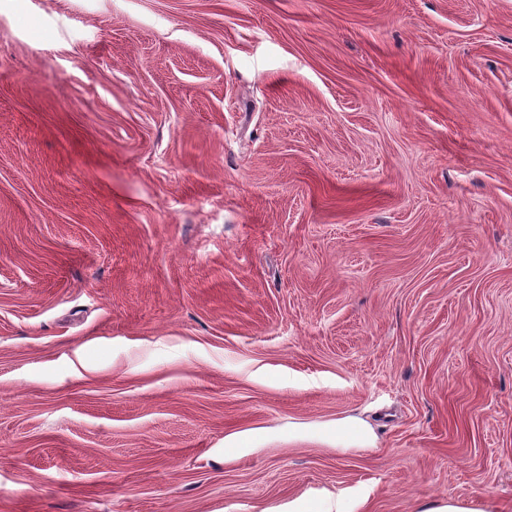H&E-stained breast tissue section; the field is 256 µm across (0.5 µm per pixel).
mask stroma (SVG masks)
<instances>
[{
  "label": "stroma",
  "mask_w": 512,
  "mask_h": 512,
  "mask_svg": "<svg viewBox=\"0 0 512 512\" xmlns=\"http://www.w3.org/2000/svg\"><path fill=\"white\" fill-rule=\"evenodd\" d=\"M457 497L512 512V0H0V512ZM336 446L340 448H371L375 435L371 426L356 417L336 422Z\"/></svg>",
  "instance_id": "35a3bbf8"
}]
</instances>
